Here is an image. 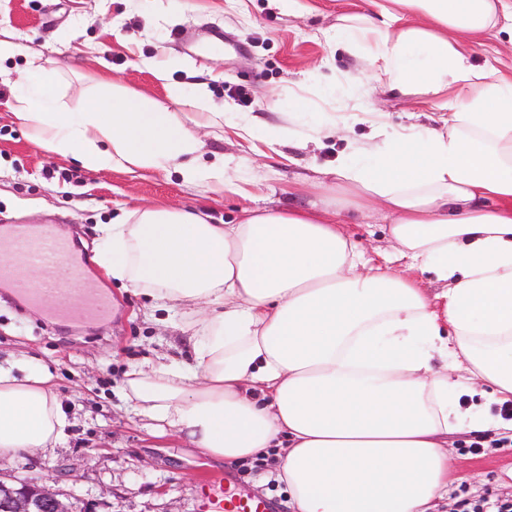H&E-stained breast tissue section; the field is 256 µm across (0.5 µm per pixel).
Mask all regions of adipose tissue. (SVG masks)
I'll return each instance as SVG.
<instances>
[{
  "label": "adipose tissue",
  "mask_w": 512,
  "mask_h": 512,
  "mask_svg": "<svg viewBox=\"0 0 512 512\" xmlns=\"http://www.w3.org/2000/svg\"><path fill=\"white\" fill-rule=\"evenodd\" d=\"M512 0H382L340 17L336 45L364 84L438 103L431 123L369 127L338 160L334 206L244 208L235 224L148 205L100 225L97 263L153 310L187 317L193 357L133 366L122 395L160 434L202 454L273 462L296 512H430L448 493V435L512 431V73L469 64ZM197 110L194 127L175 108ZM51 154L95 172L175 171L244 195L199 130L232 108L206 87L166 100L100 78L78 112L52 73L6 104ZM379 205L415 276L366 260L337 212ZM443 287L430 295L418 274ZM472 403L461 407L462 396ZM70 425L51 374L0 368V457L61 445Z\"/></svg>",
  "instance_id": "adipose-tissue-1"
}]
</instances>
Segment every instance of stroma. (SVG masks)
Segmentation results:
<instances>
[{"label":"stroma","mask_w":512,"mask_h":512,"mask_svg":"<svg viewBox=\"0 0 512 512\" xmlns=\"http://www.w3.org/2000/svg\"><path fill=\"white\" fill-rule=\"evenodd\" d=\"M290 15L275 0H0V28L54 71L71 104L83 85L102 73L137 92L166 99L171 84L193 91L206 84L215 104L229 99L228 87L249 89V105H235L252 117L258 132L286 122L283 113L298 84L314 76L317 94L334 89V107L359 104L405 122L418 109L412 99L364 97L346 79L358 59L330 38L336 17L368 11V0H302ZM472 65L502 69L512 65V21L470 54ZM171 63L167 81L158 66ZM14 83L0 82V225L52 224L73 233L74 251L86 262L85 276L111 300L106 319L54 322L43 309L12 297L0 282V365L23 375L38 363L59 385L71 426L58 448L0 459V478L38 481L65 494L75 512H199L203 483L219 476L225 485L246 489L272 502L276 512H292L288 495L267 465L213 461L176 436L154 435L122 397L125 373L144 360L166 354L191 360L192 347L180 330L157 326L148 301L122 288L93 261L101 246L97 227L129 207L204 208L213 223L233 222L240 196L188 186L175 172L93 173L36 145L9 112ZM278 108H270V100ZM366 125H354L348 139L328 137L254 144L234 130L203 134L207 156L245 160L243 175L256 180L251 206L306 207L319 201L317 182L334 168L349 141L362 139ZM345 231L376 264L406 271L408 259L386 242L382 212L350 215ZM476 433L451 438L453 479L437 512H460L464 498L485 494L512 499L511 448L470 452Z\"/></svg>","instance_id":"35a3bbf8"}]
</instances>
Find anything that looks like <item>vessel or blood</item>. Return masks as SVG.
<instances>
[{
	"label": "vessel or blood",
	"instance_id": "1",
	"mask_svg": "<svg viewBox=\"0 0 512 512\" xmlns=\"http://www.w3.org/2000/svg\"><path fill=\"white\" fill-rule=\"evenodd\" d=\"M15 245L19 258L44 266L47 271H55L57 267H64L69 281L70 297L74 308L101 312L107 306V300L86 287L82 277V262L74 257L73 252L62 240L50 235L38 238L29 237L24 230H16ZM15 286L28 302L39 305L53 301L56 291L55 278L47 281L39 288H32L23 280H16ZM202 512H270L271 505L267 501L254 499L243 494H228L224 498H215L212 484H204L201 488Z\"/></svg>",
	"mask_w": 512,
	"mask_h": 512
}]
</instances>
